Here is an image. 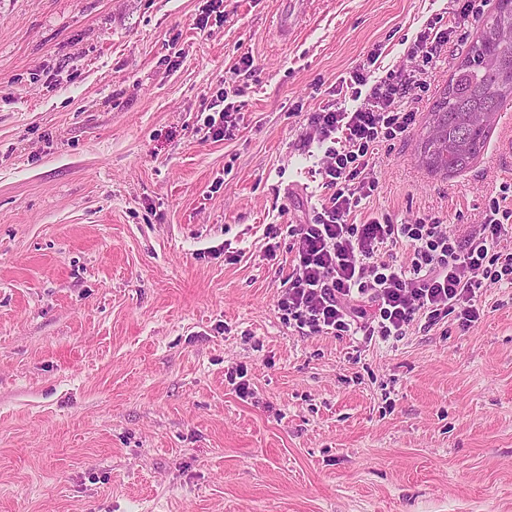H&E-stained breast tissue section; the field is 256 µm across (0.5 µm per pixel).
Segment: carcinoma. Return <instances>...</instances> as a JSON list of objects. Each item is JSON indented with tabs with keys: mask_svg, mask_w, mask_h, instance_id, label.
Masks as SVG:
<instances>
[{
	"mask_svg": "<svg viewBox=\"0 0 512 512\" xmlns=\"http://www.w3.org/2000/svg\"><path fill=\"white\" fill-rule=\"evenodd\" d=\"M512 97V0H499L496 14L436 101L430 131L420 143L422 162L433 172L452 175L480 155L501 102ZM458 150L448 151V141Z\"/></svg>",
	"mask_w": 512,
	"mask_h": 512,
	"instance_id": "obj_1",
	"label": "carcinoma"
}]
</instances>
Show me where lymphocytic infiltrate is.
<instances>
[{"label": "lymphocytic infiltrate", "instance_id": "obj_1", "mask_svg": "<svg viewBox=\"0 0 512 512\" xmlns=\"http://www.w3.org/2000/svg\"><path fill=\"white\" fill-rule=\"evenodd\" d=\"M344 85L357 103L353 111L330 105L309 119L330 196L311 223L288 227L295 254L278 310L319 336L397 341L417 319L430 327L452 312L469 328L479 318L481 289L512 287V250L500 246L512 223V184L489 199L479 228L464 236L431 216L397 224L384 214L354 223L362 200L378 187L372 163L378 146L411 132L416 114L404 101L420 83L413 71L373 83L360 65ZM400 244L409 250L404 265L392 253Z\"/></svg>", "mask_w": 512, "mask_h": 512}]
</instances>
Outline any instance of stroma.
<instances>
[{
  "label": "stroma",
  "instance_id": "stroma-1",
  "mask_svg": "<svg viewBox=\"0 0 512 512\" xmlns=\"http://www.w3.org/2000/svg\"><path fill=\"white\" fill-rule=\"evenodd\" d=\"M497 5L305 0L288 33L284 0H0V512H512V288L466 330L305 335L266 236L330 196L313 112L370 52L398 77L434 17L443 61L354 221L475 228L512 111L465 172L417 144Z\"/></svg>",
  "mask_w": 512,
  "mask_h": 512
}]
</instances>
